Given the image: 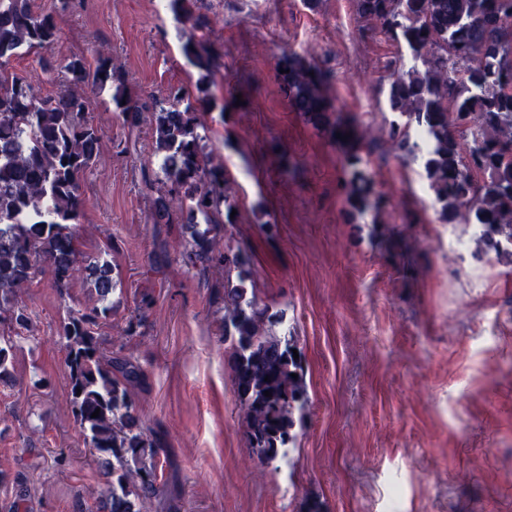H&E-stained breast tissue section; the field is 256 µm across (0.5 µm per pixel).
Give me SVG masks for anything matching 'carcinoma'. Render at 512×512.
Instances as JSON below:
<instances>
[{"instance_id":"carcinoma-1","label":"carcinoma","mask_w":512,"mask_h":512,"mask_svg":"<svg viewBox=\"0 0 512 512\" xmlns=\"http://www.w3.org/2000/svg\"><path fill=\"white\" fill-rule=\"evenodd\" d=\"M356 6L372 29L409 58L388 89L394 113L388 137L396 157L421 162L442 223L462 220L479 227L477 251L511 264L512 0H356ZM169 7L200 32L182 46L201 74L200 96L197 105L182 108L179 88L155 105L151 132L158 168L144 182L157 193L155 223L185 225L191 255L224 263V341L249 445L269 466L295 447L296 427L305 421L304 359L293 358L296 337L273 331L268 309L247 285V258L229 247L215 250L233 203L224 172L205 152L206 134L195 111L216 107L208 77L217 56L206 39L208 20L192 11L191 0H169ZM58 37L57 15L35 10L32 0H0V324L7 320L11 326L0 333V380L12 375L17 340L30 331V315L17 300L21 289L48 273L64 294L86 270L96 300L70 310L59 334L69 367V405L90 448L107 463L109 494L102 510L142 512L165 471L162 441L141 427L133 393L145 373L119 350L101 352L97 329L112 312L116 280L105 259L82 266L74 243L81 177L101 151V133L85 117L83 86L116 85L112 103L127 123L137 122L141 106L124 96L123 68L110 56L68 58L62 66L67 83L54 97L38 96L9 73L21 49L48 51ZM276 68L285 69L277 76L294 111L315 127H330L333 135L351 134L344 154L351 168L347 205L360 215L381 210L384 200L373 194L366 162L354 149L356 141H372L343 120L331 122L325 95L330 73L314 74L305 58L288 53Z\"/></svg>"}]
</instances>
